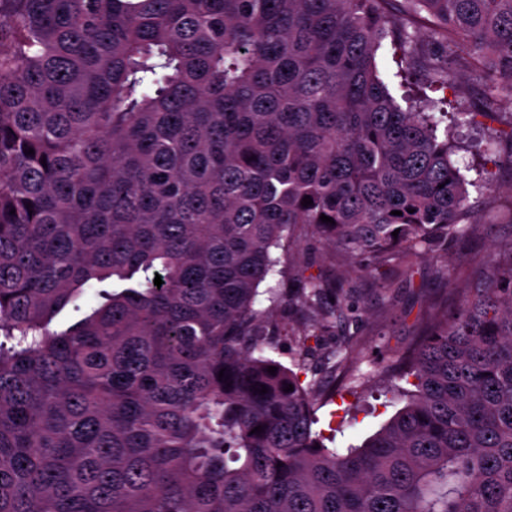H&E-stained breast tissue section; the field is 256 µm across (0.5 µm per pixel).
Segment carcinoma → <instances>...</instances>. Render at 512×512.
Returning <instances> with one entry per match:
<instances>
[{"mask_svg": "<svg viewBox=\"0 0 512 512\" xmlns=\"http://www.w3.org/2000/svg\"><path fill=\"white\" fill-rule=\"evenodd\" d=\"M422 15L427 80L480 89L454 124L488 115L512 0H0V512H512V242L466 288L446 273L455 306L359 448L323 443L321 381L265 352L283 305L336 323V254L422 258L492 188L437 102L380 77ZM305 238L329 273L258 306ZM111 279L134 286L50 330ZM393 53L394 49L391 48L389 40L384 41L378 51L377 65L391 94L401 103L400 96L402 92L398 85V79L394 77L397 66L393 59Z\"/></svg>", "mask_w": 512, "mask_h": 512, "instance_id": "cac0c4a2", "label": "carcinoma"}]
</instances>
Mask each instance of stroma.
Returning a JSON list of instances; mask_svg holds the SVG:
<instances>
[{"label":"stroma","instance_id":"35a3bbf8","mask_svg":"<svg viewBox=\"0 0 512 512\" xmlns=\"http://www.w3.org/2000/svg\"><path fill=\"white\" fill-rule=\"evenodd\" d=\"M497 121L478 119L462 131V148L453 157L471 179L495 182V191H471L469 202L480 223L467 241L449 240L447 249L419 259L402 258L371 274L354 273L349 262L336 265L343 282L345 301L334 328L322 336L308 337L304 345L284 340L271 355L290 364L301 350L311 356L302 381L322 377L330 392L318 410L316 426L328 447H357L404 405L385 389L388 376L398 369V359L413 344L431 309L447 297L444 271L466 278L484 269L491 248L512 240V224L496 221L498 211L512 201V153L495 141ZM352 342L357 357L343 376H335L325 360L327 352Z\"/></svg>","mask_w":512,"mask_h":512}]
</instances>
